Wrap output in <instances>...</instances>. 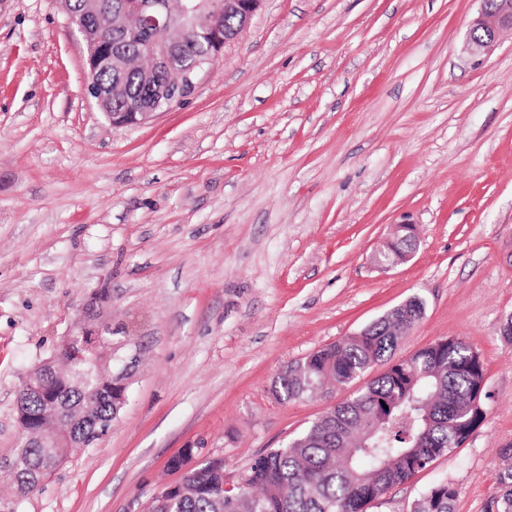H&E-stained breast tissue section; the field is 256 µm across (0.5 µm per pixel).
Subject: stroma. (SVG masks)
<instances>
[{"label":"stroma","instance_id":"1","mask_svg":"<svg viewBox=\"0 0 512 512\" xmlns=\"http://www.w3.org/2000/svg\"><path fill=\"white\" fill-rule=\"evenodd\" d=\"M480 0H262L179 105L115 127L59 0H0V458L17 394L106 293L126 402L19 512H142L185 448L235 484L353 387L282 402L290 362L418 297L394 353L463 340L486 418L367 512L434 483L489 512L512 444V30L472 55ZM414 224L411 259L372 256Z\"/></svg>","mask_w":512,"mask_h":512}]
</instances>
